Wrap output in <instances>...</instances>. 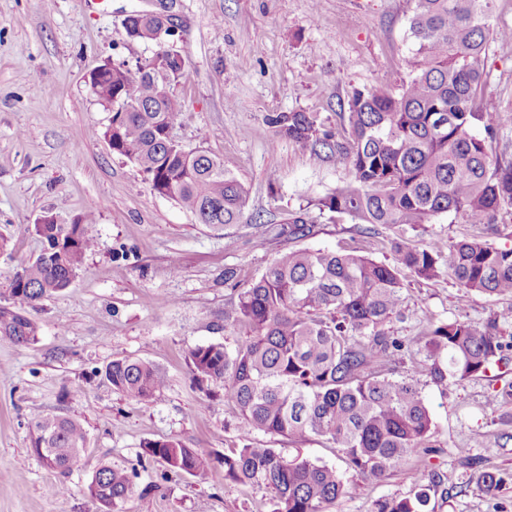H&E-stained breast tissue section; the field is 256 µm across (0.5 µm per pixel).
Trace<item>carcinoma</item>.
Returning a JSON list of instances; mask_svg holds the SVG:
<instances>
[{"label": "carcinoma", "instance_id": "cac0c4a2", "mask_svg": "<svg viewBox=\"0 0 512 512\" xmlns=\"http://www.w3.org/2000/svg\"><path fill=\"white\" fill-rule=\"evenodd\" d=\"M494 0H414L409 20L414 49L409 79L355 89L347 97L343 132H333L310 112L266 117L276 134L308 152L318 164L344 162L351 179L315 201L321 211L347 215L366 232L381 226L430 224L441 215L460 216L478 234L456 242L432 239L421 246L392 243L381 262L354 252L292 248L247 288L236 274L224 282L237 301L232 321L245 338L230 351L212 343L190 351L188 365L198 386L216 385L239 412L242 447L220 457L166 439L146 444L144 454L168 469L204 483L216 465L224 479L242 486L263 484L274 493L272 512H324L348 492L334 465L302 454L290 458L248 440L255 432L285 436L297 445L320 437L338 448L348 468L371 482L404 469L429 448L433 421L418 381L394 380L380 368L408 348L384 326L400 313L401 272L432 279L448 267L460 300L473 293L512 295V249L489 237L499 233L498 213L512 206V157L493 155L498 130L512 123L498 102L482 94L486 45ZM131 33L161 43L167 30L135 18ZM189 69L161 71L148 59L132 70L112 64L94 93L110 107L104 131L112 151L136 164L152 189L177 202L198 223H240L248 189L208 150H186L174 141L182 110L167 90ZM483 123L484 134L473 132ZM291 236L310 232L309 213L288 214ZM93 216L60 224L46 216L34 225L40 254L17 270L11 293L20 307L0 306V338L31 344L38 324L25 308L68 288L95 246ZM426 371L441 387L476 377L503 349L498 324L480 330L465 321L430 325L425 332ZM104 376L112 389L139 403H152L166 387L149 362L115 360ZM32 447L53 449L46 466L67 474L86 448L83 425L42 415L34 422ZM412 497L381 501L376 512H425L434 478ZM130 477L100 467L89 489L105 509L125 499Z\"/></svg>", "mask_w": 512, "mask_h": 512}]
</instances>
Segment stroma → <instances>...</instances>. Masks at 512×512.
<instances>
[{"mask_svg":"<svg viewBox=\"0 0 512 512\" xmlns=\"http://www.w3.org/2000/svg\"><path fill=\"white\" fill-rule=\"evenodd\" d=\"M413 0H0V305L13 304L10 282L35 259L34 226L54 216L69 224L93 214L96 245L71 286L43 300L31 316L38 340L0 339V512H101L92 477L112 464L131 472L117 512H271L273 493L241 487L216 467L207 482L143 457L145 443L179 440L220 454L239 445L240 417L221 389L203 390L186 358L211 343L236 349L242 331L225 325L235 301L224 282L259 278L291 248L355 251L390 261L391 244L474 234L462 218L442 215L420 230L361 233L347 216L317 213L306 236H289V213L349 180L344 163L311 162L276 137L266 117L311 112L332 130L344 127L341 102L353 90L407 79L413 47ZM168 10L176 31L162 43L127 37L135 11ZM185 58L191 77L172 83L183 102L174 129L185 149L219 155L248 189L242 223H198L152 190L134 163L113 153L103 132L110 113L89 78L103 64L137 62L159 49ZM483 91L512 110V42L488 40ZM261 224H252V217ZM402 312L385 330L408 351L383 372L416 378L435 433L423 455L439 476L428 512H512V296L472 294L459 301L447 270L419 280L403 274ZM499 319L504 348L485 374L448 389L427 380L422 331L460 319L484 327ZM153 363L165 377L150 404L113 391L105 367L117 359ZM51 414L80 421L88 443L66 475L48 469L31 445L32 424ZM485 434L490 448L476 443ZM506 476L499 491L480 489L483 473ZM349 494L325 512H375L379 501L417 489L414 469L367 483L347 472ZM64 493H53L56 483Z\"/></svg>","mask_w":512,"mask_h":512,"instance_id":"stroma-1","label":"stroma"}]
</instances>
